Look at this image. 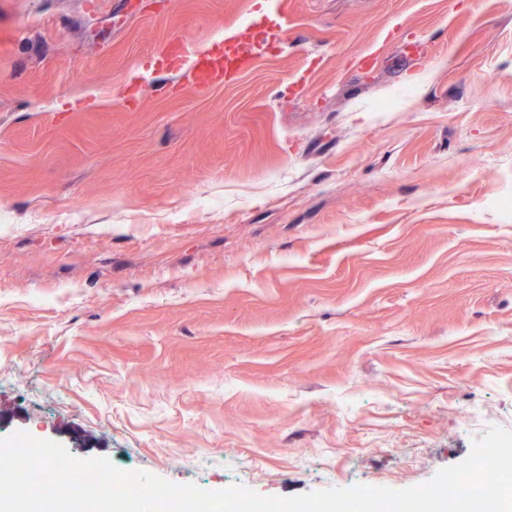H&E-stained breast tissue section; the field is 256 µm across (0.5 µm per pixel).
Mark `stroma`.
Returning a JSON list of instances; mask_svg holds the SVG:
<instances>
[{"label":"stroma","instance_id":"obj_1","mask_svg":"<svg viewBox=\"0 0 512 512\" xmlns=\"http://www.w3.org/2000/svg\"><path fill=\"white\" fill-rule=\"evenodd\" d=\"M258 20L206 95L159 60ZM492 425L512 0H0V437L294 496Z\"/></svg>","mask_w":512,"mask_h":512}]
</instances>
